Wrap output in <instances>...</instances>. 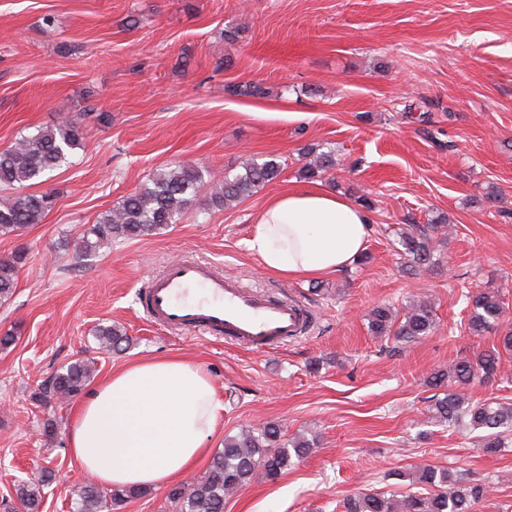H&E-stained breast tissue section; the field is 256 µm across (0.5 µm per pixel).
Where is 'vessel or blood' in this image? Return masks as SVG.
Masks as SVG:
<instances>
[{"instance_id":"vessel-or-blood-1","label":"vessel or blood","mask_w":512,"mask_h":512,"mask_svg":"<svg viewBox=\"0 0 512 512\" xmlns=\"http://www.w3.org/2000/svg\"><path fill=\"white\" fill-rule=\"evenodd\" d=\"M140 303L149 321L164 329L253 352L304 335L312 321L297 299L248 287L194 259L173 261L153 276Z\"/></svg>"}]
</instances>
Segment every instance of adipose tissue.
I'll return each mask as SVG.
<instances>
[{
	"instance_id": "adipose-tissue-1",
	"label": "adipose tissue",
	"mask_w": 512,
	"mask_h": 512,
	"mask_svg": "<svg viewBox=\"0 0 512 512\" xmlns=\"http://www.w3.org/2000/svg\"><path fill=\"white\" fill-rule=\"evenodd\" d=\"M370 222L366 209L321 185L291 186L267 198L247 248L268 272L319 278L359 257ZM221 409L199 366L147 357L113 370L75 405L68 446L99 485L158 488L205 454Z\"/></svg>"
}]
</instances>
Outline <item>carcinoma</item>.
I'll list each match as a JSON object with an SVG mask.
<instances>
[{
    "label": "carcinoma",
    "mask_w": 512,
    "mask_h": 512,
    "mask_svg": "<svg viewBox=\"0 0 512 512\" xmlns=\"http://www.w3.org/2000/svg\"><path fill=\"white\" fill-rule=\"evenodd\" d=\"M67 119L53 127H45L22 135L12 146L0 150V187L13 191L10 198L0 199V236L21 232L38 224L54 206L52 192L27 193L25 189L46 181V177L68 163L71 152L82 146L85 139L83 119ZM313 159L301 169L307 179L320 178L336 169L338 158L332 150H308ZM285 162L271 155L261 163L252 161L243 172L225 175L218 181L212 171L192 164H178L155 174L148 183L126 195L113 208L105 211L96 224L79 238L76 254H90L103 243L118 238L132 239L153 236L171 224H176L198 201L208 207L222 209L258 192L278 179ZM447 240L449 224L417 226L402 234L401 256L412 270L429 271L437 264L430 234ZM26 253L20 249L0 255V303L9 301L17 287V277ZM469 326L480 335L494 329L500 320L502 306L494 290H479L467 294ZM372 332L377 336H395L404 342L430 334L435 327L432 307L415 300L398 316L387 306H377L370 314ZM98 350L112 353L123 350L128 337L115 326H101L96 332ZM512 352V332L498 337L491 347L472 358H462L448 364L431 376L435 387H448L444 396L432 407L436 421L448 425L467 422L480 432L485 452L495 454L512 444V404L505 405L488 398L471 402L461 390L474 380H490L502 369V352ZM96 371L93 358H78L57 369L38 384L34 400L48 407L52 402L70 401L81 395L91 383ZM281 427L267 422L224 439V448L214 454L205 472L187 485H177L168 493L174 512H224V502L237 490L261 476L275 480L293 461L306 457L313 443L303 437L279 447ZM415 482L438 488L430 496L405 495L386 497L382 494H362L349 497L343 512H470L471 506L489 495V486L479 480L456 477L447 470L430 465H417ZM54 478L53 471L40 469L32 477L15 486V503L8 512H39L43 490ZM76 512H110L129 499L144 494L141 489L113 488L103 494L92 483L75 490Z\"/></svg>",
    "instance_id": "obj_1"
}]
</instances>
